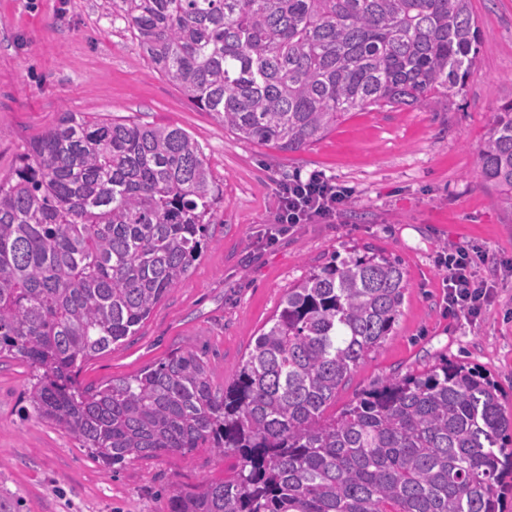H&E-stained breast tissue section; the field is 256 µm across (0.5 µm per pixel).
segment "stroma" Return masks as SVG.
Wrapping results in <instances>:
<instances>
[{"mask_svg": "<svg viewBox=\"0 0 512 512\" xmlns=\"http://www.w3.org/2000/svg\"><path fill=\"white\" fill-rule=\"evenodd\" d=\"M476 62L445 110L365 109L322 140L288 152L244 141L214 113L152 72L111 0H0V177L63 111L187 131L224 191L209 241L187 277L136 335L84 361L76 388L130 377L191 348L214 385L235 379L288 287L310 267L369 248L398 259L407 290L394 331L340 387L337 406L392 375L441 360L480 370L512 414V210L478 172L477 150L512 98V0H472ZM323 175L354 197L335 219L275 234L277 189ZM480 247L494 300L472 321L449 314L435 251ZM27 367L0 360V496L21 512H169L168 493L233 476L239 461L206 448L125 463L109 472L62 429L25 413Z\"/></svg>", "mask_w": 512, "mask_h": 512, "instance_id": "obj_1", "label": "stroma"}]
</instances>
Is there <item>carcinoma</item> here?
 <instances>
[{"label": "carcinoma", "mask_w": 512, "mask_h": 512, "mask_svg": "<svg viewBox=\"0 0 512 512\" xmlns=\"http://www.w3.org/2000/svg\"><path fill=\"white\" fill-rule=\"evenodd\" d=\"M112 12L155 74L238 138L289 152L357 109L437 107L480 42L471 0H112ZM477 161L512 204V99ZM219 195L184 129L69 111L0 178V358L27 364L35 416L108 470L195 448L239 455L234 478L174 490L169 512H499L512 417L486 375L443 362L327 414L400 314L407 283L384 255L310 268L223 388L191 349L72 386L187 277Z\"/></svg>", "instance_id": "carcinoma-1"}]
</instances>
